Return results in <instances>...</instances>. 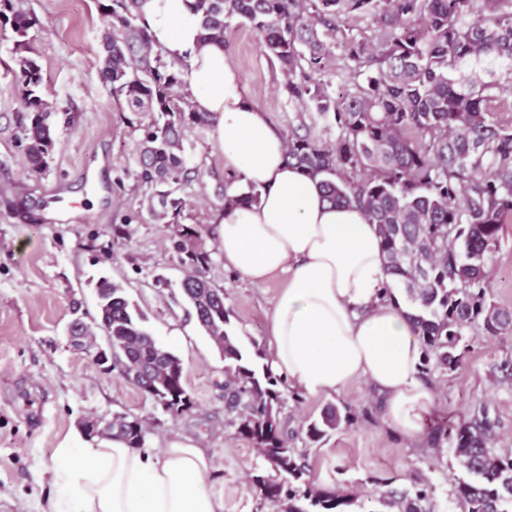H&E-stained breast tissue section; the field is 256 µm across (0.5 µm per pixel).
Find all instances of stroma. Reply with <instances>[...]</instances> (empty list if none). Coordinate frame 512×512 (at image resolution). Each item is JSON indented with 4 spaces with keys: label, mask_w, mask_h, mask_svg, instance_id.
Listing matches in <instances>:
<instances>
[{
    "label": "stroma",
    "mask_w": 512,
    "mask_h": 512,
    "mask_svg": "<svg viewBox=\"0 0 512 512\" xmlns=\"http://www.w3.org/2000/svg\"><path fill=\"white\" fill-rule=\"evenodd\" d=\"M38 18L31 32L53 108L56 141L48 170L28 169L21 129V74L9 34L0 32V512H43L57 488L53 472L71 432L89 417L126 413L148 428L144 448L159 454L166 439H192L212 459L207 483L223 512H278L248 489L261 466L252 444L230 426L224 403V359L187 314L180 282L184 269L169 248L165 224L156 221L143 191L126 171L136 136L120 118L109 89L99 79L101 26L93 0H15ZM227 55L242 90L265 112L271 127L286 134L296 115L278 88L280 76L258 36L231 22ZM197 172L183 194L180 221L199 227L211 253L210 276L224 289L233 312L232 328L250 352L269 353L267 315L285 287L277 272L256 284L226 267L220 250L218 195L228 174L211 132L190 139ZM96 172V186L84 180ZM132 216L133 240H112V227ZM490 301L512 307V223L504 225L491 265ZM107 277L120 283L146 315V326L182 360L195 407L175 418L124 379L105 372L67 333L75 318L97 315L94 285ZM512 358V335L475 337L461 367L432 382L431 424L455 422L487 407L497 427L494 449L512 452V378L498 366ZM329 406L357 416L349 427L320 444L303 440L309 420ZM283 413L307 454L314 487L357 498L364 512H376L370 493L386 479L401 489L434 487V512H460L452 491L462 475L448 445L431 448L426 438L410 441L385 417L377 388L357 380L329 395L287 397Z\"/></svg>",
    "instance_id": "1"
}]
</instances>
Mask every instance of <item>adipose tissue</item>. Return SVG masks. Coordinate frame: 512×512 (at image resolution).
<instances>
[{"instance_id":"ef3b65f1","label":"adipose tissue","mask_w":512,"mask_h":512,"mask_svg":"<svg viewBox=\"0 0 512 512\" xmlns=\"http://www.w3.org/2000/svg\"><path fill=\"white\" fill-rule=\"evenodd\" d=\"M154 46L186 60L195 111L215 115L224 168L261 188L258 205L217 212L224 262L250 281L288 275L268 315L271 365L306 392L359 379L387 397L386 419L407 439L425 430L434 396L418 379L422 349L387 278L375 225L323 199L318 183L285 161L284 139L241 89L224 43L201 38L186 0H139ZM55 474L50 512H222L211 461L192 440L169 438L160 458L120 439L77 434Z\"/></svg>"}]
</instances>
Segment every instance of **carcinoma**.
I'll return each mask as SVG.
<instances>
[{"mask_svg":"<svg viewBox=\"0 0 512 512\" xmlns=\"http://www.w3.org/2000/svg\"><path fill=\"white\" fill-rule=\"evenodd\" d=\"M103 21L99 75L128 127L137 132L128 174L145 190L150 210L167 224L170 249L186 274L181 290L195 318L224 356V398L237 433L251 442L264 469L249 490L280 512H351L357 499L316 490L305 455L280 417L282 379L249 356L228 329L224 290L209 278L211 253L201 231L179 222L188 201L177 196L196 172L186 144L216 119L193 109L185 88L186 61L154 49L137 0H95ZM205 37L225 41L229 21L242 19L278 68L279 88L298 107L299 123L285 136L286 158L320 180L325 198L359 210L377 226L393 289L413 310L423 357L420 374L454 371L475 336L512 333V309L488 302L489 268L502 225L512 220V121L492 109L512 96V0H189ZM370 16L368 34L346 32L348 19ZM38 19L12 0H0V28L10 30L23 91L25 152L32 173L48 168L55 147L52 106L30 31ZM341 37L351 62L347 89L335 97L323 79L331 42ZM336 131L334 138L327 137ZM224 205L250 208L261 190L244 184ZM96 327L107 337L113 362L127 381L129 364H158L146 385L173 416L195 405L181 358L145 327L143 313L123 287L96 284ZM112 436L132 448L145 443L144 422L115 414ZM351 424L350 412L327 407L306 427L318 443ZM496 422L485 409L468 420L435 428L432 444L452 445L464 473L453 495L463 512H512V453L492 449ZM386 512H430L433 489L414 494L376 482Z\"/></svg>","mask_w":512,"mask_h":512,"instance_id":"cac0c4a2","label":"carcinoma"}]
</instances>
